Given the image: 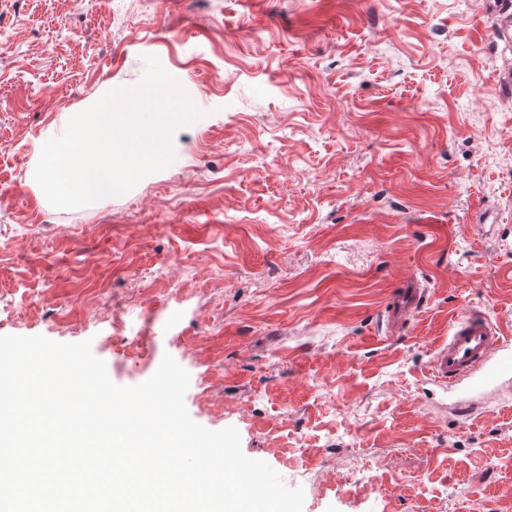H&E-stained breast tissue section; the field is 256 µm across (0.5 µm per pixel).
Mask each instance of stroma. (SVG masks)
<instances>
[{
  "label": "stroma",
  "instance_id": "obj_1",
  "mask_svg": "<svg viewBox=\"0 0 512 512\" xmlns=\"http://www.w3.org/2000/svg\"><path fill=\"white\" fill-rule=\"evenodd\" d=\"M496 0H0V336L164 355L303 512H512V382L460 412L429 366L512 321V98ZM157 56L202 116L127 193L51 206L72 113ZM423 297L411 314L399 288Z\"/></svg>",
  "mask_w": 512,
  "mask_h": 512
}]
</instances>
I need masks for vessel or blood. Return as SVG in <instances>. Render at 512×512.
Segmentation results:
<instances>
[{"label": "vessel or blood", "mask_w": 512, "mask_h": 512, "mask_svg": "<svg viewBox=\"0 0 512 512\" xmlns=\"http://www.w3.org/2000/svg\"><path fill=\"white\" fill-rule=\"evenodd\" d=\"M432 377L457 388L458 408L493 394L512 379V328L480 311L457 317L430 363Z\"/></svg>", "instance_id": "vessel-or-blood-1"}]
</instances>
